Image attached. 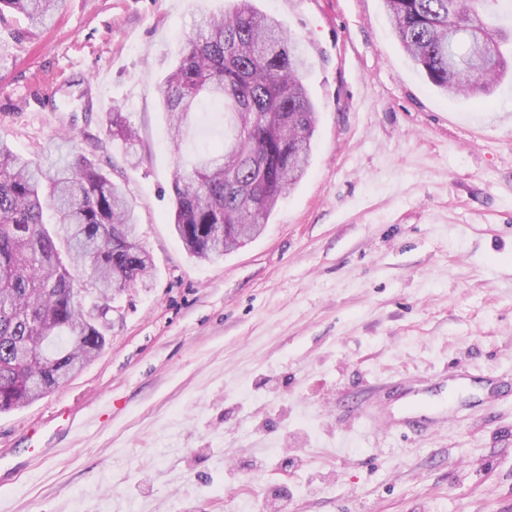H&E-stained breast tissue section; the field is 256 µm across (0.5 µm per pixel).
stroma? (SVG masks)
Returning <instances> with one entry per match:
<instances>
[{
  "mask_svg": "<svg viewBox=\"0 0 512 512\" xmlns=\"http://www.w3.org/2000/svg\"><path fill=\"white\" fill-rule=\"evenodd\" d=\"M302 41L318 107L307 176L215 261L170 225L180 145L157 88L199 10L233 0H61L0 22V136L71 141L135 196L151 287L115 293L107 342L0 413V512H512V397L402 438L350 421L401 377L512 374V77L484 102L435 89L383 0H253ZM137 131L125 164L109 112Z\"/></svg>",
  "mask_w": 512,
  "mask_h": 512,
  "instance_id": "stroma-1",
  "label": "stroma"
}]
</instances>
